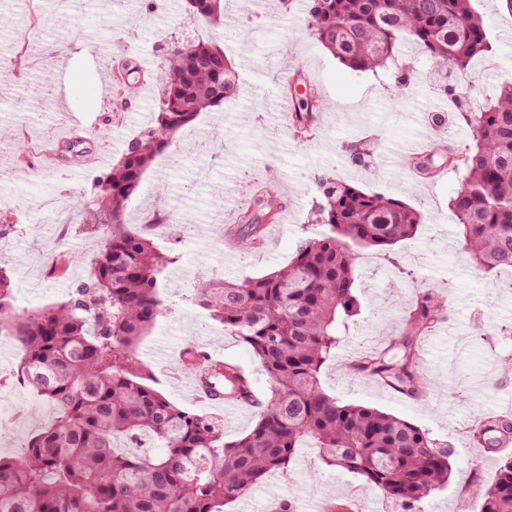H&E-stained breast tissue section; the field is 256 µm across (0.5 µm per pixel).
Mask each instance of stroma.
<instances>
[{
	"label": "stroma",
	"instance_id": "35a3bbf8",
	"mask_svg": "<svg viewBox=\"0 0 512 512\" xmlns=\"http://www.w3.org/2000/svg\"><path fill=\"white\" fill-rule=\"evenodd\" d=\"M30 14L27 0H0V57L8 72L0 75V261L9 265L14 304L29 311L65 301L85 277L84 255L99 241L79 229L76 205L94 181L107 173L128 141L148 126L155 95H142L134 83L115 84L110 96L94 102L84 88L92 79L89 50L103 65L133 60L159 66L167 43L203 38L220 40L238 71V97L223 111L205 112L185 127L177 148L159 156L134 193L128 211L140 225L156 212L176 217L168 233L156 236L158 247L175 256L160 278L166 308L134 355L154 374L156 388L182 408L199 403L181 387L185 375L179 354L195 345L240 365L259 393L268 382L248 347L209 319L191 296L203 280L260 276L286 265L307 235L311 208L319 193L315 179L334 170L364 190L401 199L429 214L414 238L397 243L390 256L366 251L360 259L355 294L359 311L343 332L336 356L324 369V389L345 403L379 408L428 431L452 449L447 487L423 504L425 512H477L475 496L464 490L473 480H494L499 456L480 453L468 429L477 416L495 413L512 418V270L476 276L458 243L448 199L464 170H444L425 180L399 163L405 144H443L462 150L471 129L443 98L440 76L417 45L404 49L412 67L407 94H399L393 69L353 71L317 46L304 30L308 0H266L253 12L248 0H225L234 14L232 29L218 31L192 18L186 0H42ZM483 16L496 53L474 59L464 75L448 80L469 90L471 109L512 84V12L504 0H472ZM302 65L326 103L309 132H295L290 116L275 112L285 74ZM52 69L53 87L41 93L35 76ZM66 108H59L60 97ZM69 125L76 138L95 151H107L103 164H85L80 180L67 177L75 161L57 154L45 164L36 145L57 149L59 128ZM276 179L288 185L282 196L288 221L275 237L242 250L227 246L230 220L219 211H234L235 200L252 201L257 186ZM168 195H160V183ZM225 194L223 209L211 207L214 192ZM68 232H61V225ZM69 258L65 272L52 271L59 255ZM429 285L448 296L449 320L421 337L426 388L412 400L349 368L356 353L376 347L383 326H395L415 296ZM21 354L0 336V454L23 451L28 438L49 420L51 409L41 397L20 386ZM348 512H402L400 505L358 477L327 467L312 448L298 451L289 469L275 473L223 512H274L277 503L292 502L296 512H323L331 501Z\"/></svg>",
	"mask_w": 512,
	"mask_h": 512
}]
</instances>
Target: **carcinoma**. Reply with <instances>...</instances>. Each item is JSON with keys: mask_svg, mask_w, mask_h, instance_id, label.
I'll list each match as a JSON object with an SVG mask.
<instances>
[{"mask_svg": "<svg viewBox=\"0 0 512 512\" xmlns=\"http://www.w3.org/2000/svg\"><path fill=\"white\" fill-rule=\"evenodd\" d=\"M187 8L213 27L223 24L224 0H196ZM306 27L352 71L386 66L405 39L442 74L465 73L474 57L495 54L471 0H309ZM154 80L159 98L149 127L80 203L81 223L99 247L84 261L87 277L76 294L21 313L12 304L10 270L0 267V335L22 353L19 383L54 409L20 456H0V512H221L269 475L288 470L305 444L403 512H423L422 503L448 483V446L408 420L343 403L321 384L338 327L357 314L358 260L366 250L388 253L414 238L427 221L421 210L325 171L312 211L322 230L304 239L287 265L197 284L196 305L248 346L268 379V392L258 399L237 365L216 364L194 347L183 353L182 366L201 385L251 403L255 423L239 438L224 440L218 421L168 400L134 358L132 346L162 314L159 278L175 258L146 232L129 228L130 200L181 130L240 90L224 47L211 39L170 43ZM444 94L459 104L472 141L459 154L433 147L421 174L438 168L436 156L444 165L462 162L460 187L448 200L460 247L479 275L512 268V84L477 112L467 108L463 87ZM323 109L320 100L299 104L293 127L308 130L313 113ZM280 214L277 192L256 195L252 209L235 217L239 242L258 245ZM447 310L446 296L425 289L395 331H384L389 349L358 356L356 373L418 396L424 374L417 340ZM489 431L512 435V420L473 427L476 435ZM143 433L164 452L143 457L116 444ZM477 496L479 512H512V456L500 458L495 480Z\"/></svg>", "mask_w": 512, "mask_h": 512, "instance_id": "cac0c4a2", "label": "carcinoma"}]
</instances>
